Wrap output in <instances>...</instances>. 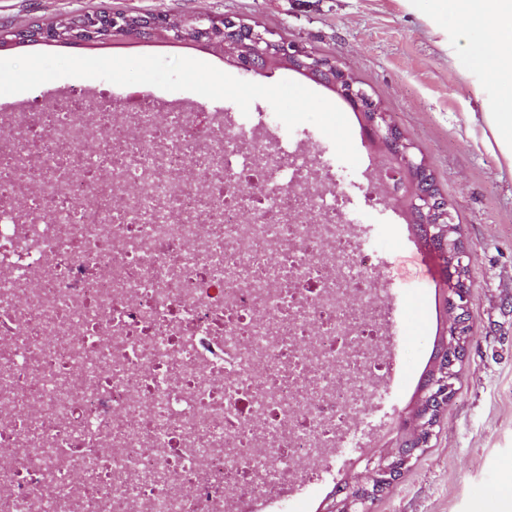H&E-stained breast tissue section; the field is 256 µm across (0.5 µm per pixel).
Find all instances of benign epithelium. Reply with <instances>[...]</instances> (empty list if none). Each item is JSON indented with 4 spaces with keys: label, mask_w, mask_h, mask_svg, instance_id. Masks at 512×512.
I'll use <instances>...</instances> for the list:
<instances>
[{
    "label": "benign epithelium",
    "mask_w": 512,
    "mask_h": 512,
    "mask_svg": "<svg viewBox=\"0 0 512 512\" xmlns=\"http://www.w3.org/2000/svg\"><path fill=\"white\" fill-rule=\"evenodd\" d=\"M187 21L195 31L205 32L218 27L236 33L234 38L222 41V46L224 55L244 71L258 72L281 60L292 70L317 80L335 72L330 87L336 96L358 112L371 113V119L366 123L368 138L381 142L387 152L377 170L376 181L395 196L401 186V174L412 172V183L404 198L406 209L419 218L429 236L441 242L450 258L448 269L452 287L448 289V326L444 345L450 354L466 351L471 341L468 265L460 227L454 221L448 202L425 188L429 174L425 163L416 157L412 144L390 121L381 104L374 101L350 70L296 43L275 41L267 31L230 17L189 16ZM74 29L77 36H96L105 30L132 39L154 32L169 41L184 37V32L169 25L168 18L154 15L145 23L140 19L133 20L128 14H112L103 21L95 14L85 13L79 16ZM460 366L461 361L453 358L444 368H434V376L418 393L415 406L403 419V429L407 430L404 448L398 452L386 448L364 456L363 472L342 483V489L331 498L326 512H371V506L387 491L384 484L395 483L410 467L415 455L429 447L439 414L456 393Z\"/></svg>",
    "instance_id": "7a95c632"
}]
</instances>
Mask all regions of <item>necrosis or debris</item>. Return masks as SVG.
<instances>
[{"mask_svg": "<svg viewBox=\"0 0 512 512\" xmlns=\"http://www.w3.org/2000/svg\"><path fill=\"white\" fill-rule=\"evenodd\" d=\"M0 112V512H241L389 375L348 198L187 103Z\"/></svg>", "mask_w": 512, "mask_h": 512, "instance_id": "1", "label": "necrosis or debris"}]
</instances>
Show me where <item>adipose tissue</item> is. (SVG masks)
Segmentation results:
<instances>
[{"mask_svg": "<svg viewBox=\"0 0 512 512\" xmlns=\"http://www.w3.org/2000/svg\"><path fill=\"white\" fill-rule=\"evenodd\" d=\"M452 1L459 16L453 26L448 23ZM427 21L441 34L449 58L463 62L475 84H496L484 103L483 123L512 165V0H434Z\"/></svg>", "mask_w": 512, "mask_h": 512, "instance_id": "adipose-tissue-1", "label": "adipose tissue"}]
</instances>
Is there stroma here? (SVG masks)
Listing matches in <instances>:
<instances>
[{"label": "stroma", "instance_id": "obj_1", "mask_svg": "<svg viewBox=\"0 0 512 512\" xmlns=\"http://www.w3.org/2000/svg\"><path fill=\"white\" fill-rule=\"evenodd\" d=\"M171 17L232 16L274 39L296 42L339 61L363 82L414 145L453 210L468 251L472 341L457 392L442 412L429 448L372 507V512H475L479 501L512 485V170L481 141L482 99L461 66L449 61L425 22L427 0H0V31L49 23L99 9ZM31 53L77 57L159 55L204 61L232 76L239 69L210 50L174 46L158 37L96 46L45 44L0 47V59ZM104 89L115 103L127 87L102 79L63 77L32 90L0 95V109L35 112L47 97ZM159 103L190 100L197 110L221 112L264 125L288 147L306 143L329 174L327 186L347 193V215L375 254V270L391 310L392 375L377 389L348 443L334 448L317 480L291 502L258 504V512H322L337 483L363 453L385 437L416 399L433 345L446 319L438 259L424 247L391 196L375 190L381 156L354 112H347L359 155L357 168L340 162L332 142L313 124L287 130L265 100L249 114L229 100L151 87ZM373 204H366L365 194Z\"/></svg>", "mask_w": 512, "mask_h": 512}]
</instances>
